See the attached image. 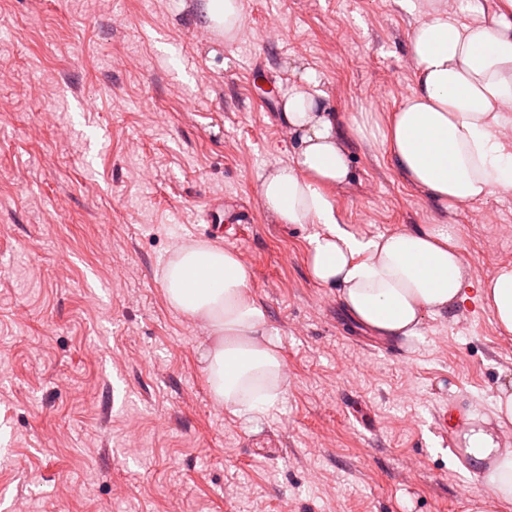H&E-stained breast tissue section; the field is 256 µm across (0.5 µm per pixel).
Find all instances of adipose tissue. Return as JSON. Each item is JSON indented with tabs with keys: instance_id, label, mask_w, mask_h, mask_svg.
Returning <instances> with one entry per match:
<instances>
[{
	"instance_id": "ef3b65f1",
	"label": "adipose tissue",
	"mask_w": 512,
	"mask_h": 512,
	"mask_svg": "<svg viewBox=\"0 0 512 512\" xmlns=\"http://www.w3.org/2000/svg\"><path fill=\"white\" fill-rule=\"evenodd\" d=\"M411 36L415 87L383 131L396 168L447 208L512 190V0H483L459 18L443 0H424ZM305 70L288 93L282 118L297 140L286 164L265 175L262 203L280 224H314L308 269L318 285L337 288L357 322L386 338L411 341L425 318L458 309L469 294L512 334V268L472 281L451 225L428 224L373 238L340 227L325 188L350 174L340 131ZM161 281L170 307L213 336L200 352L216 405L249 414L273 406L283 359L265 309L252 295V272L217 244L179 245ZM512 384L500 386L490 415H468L459 445L488 496L467 512L512 503Z\"/></svg>"
}]
</instances>
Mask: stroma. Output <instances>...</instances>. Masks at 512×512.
Listing matches in <instances>:
<instances>
[{"label": "stroma", "mask_w": 512, "mask_h": 512, "mask_svg": "<svg viewBox=\"0 0 512 512\" xmlns=\"http://www.w3.org/2000/svg\"><path fill=\"white\" fill-rule=\"evenodd\" d=\"M201 4L0 0V512H466L487 490L457 433L512 380V334L473 298L413 342L372 335L310 279L314 225L260 199L311 68L350 162L341 227L446 222L473 280L512 266V192L444 210L377 133L414 88L419 12L241 0L226 40ZM194 239L252 271L285 367L264 413L212 402L207 335L165 298Z\"/></svg>", "instance_id": "1"}]
</instances>
